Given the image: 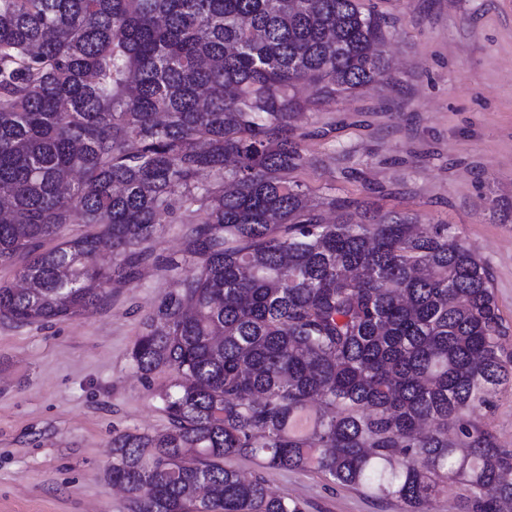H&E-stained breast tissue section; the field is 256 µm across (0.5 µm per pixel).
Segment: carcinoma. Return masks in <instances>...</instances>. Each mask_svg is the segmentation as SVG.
I'll return each instance as SVG.
<instances>
[{
  "mask_svg": "<svg viewBox=\"0 0 512 512\" xmlns=\"http://www.w3.org/2000/svg\"><path fill=\"white\" fill-rule=\"evenodd\" d=\"M385 39L359 0H0V316L79 317L149 260L180 282L131 351L173 374L168 426L112 438L130 512H304L233 456L512 512V448L470 418L512 381L486 267L447 224L288 179L297 114L386 75ZM177 211L182 254H157Z\"/></svg>",
  "mask_w": 512,
  "mask_h": 512,
  "instance_id": "1",
  "label": "carcinoma"
}]
</instances>
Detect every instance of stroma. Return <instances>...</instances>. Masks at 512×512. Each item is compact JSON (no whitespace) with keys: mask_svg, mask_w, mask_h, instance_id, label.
<instances>
[{"mask_svg":"<svg viewBox=\"0 0 512 512\" xmlns=\"http://www.w3.org/2000/svg\"><path fill=\"white\" fill-rule=\"evenodd\" d=\"M383 17V83L300 113L306 167L293 179L381 211L453 225L489 270L512 354V0H361ZM175 286L143 265L84 315L21 326L0 318V512H129L107 478L113 436L164 429L170 372L142 379L130 352L146 316ZM473 419L512 448V389ZM224 466L263 478L305 512H406L320 473Z\"/></svg>","mask_w":512,"mask_h":512,"instance_id":"1","label":"stroma"}]
</instances>
